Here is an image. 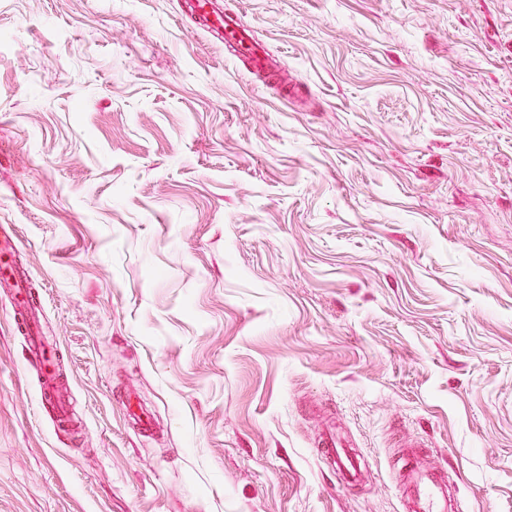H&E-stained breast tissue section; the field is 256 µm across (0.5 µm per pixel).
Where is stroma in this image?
Returning <instances> with one entry per match:
<instances>
[{
  "label": "stroma",
  "instance_id": "stroma-1",
  "mask_svg": "<svg viewBox=\"0 0 512 512\" xmlns=\"http://www.w3.org/2000/svg\"><path fill=\"white\" fill-rule=\"evenodd\" d=\"M222 4L0 0V512H512V0ZM191 10L203 16L207 28L218 35L221 40L235 45L253 71H262L265 68L267 56L252 43L249 35L250 26L239 13H226L224 11L222 15L211 3V0L192 2ZM332 447L323 451L325 460L336 471L340 480L345 484H354L360 477L359 465L356 459L345 448H337L340 442L332 435L327 439ZM326 442V444H328ZM404 448L407 451V459L402 475L410 490L408 512H455L458 510L448 500L445 484L441 477L426 460L421 459L414 448H422L417 440L407 439Z\"/></svg>",
  "mask_w": 512,
  "mask_h": 512
}]
</instances>
